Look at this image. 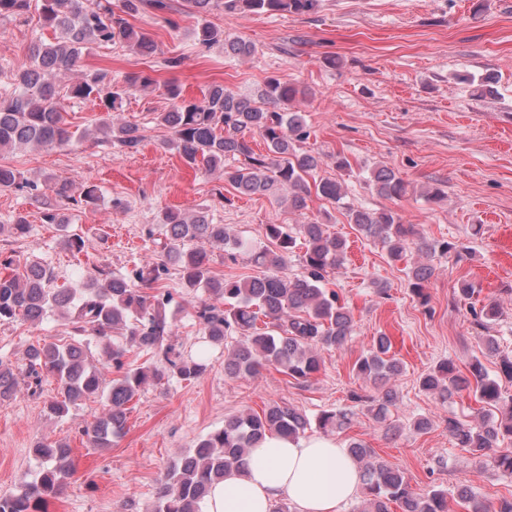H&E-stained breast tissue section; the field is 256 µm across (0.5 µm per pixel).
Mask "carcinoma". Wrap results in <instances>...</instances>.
Masks as SVG:
<instances>
[{
    "mask_svg": "<svg viewBox=\"0 0 512 512\" xmlns=\"http://www.w3.org/2000/svg\"><path fill=\"white\" fill-rule=\"evenodd\" d=\"M319 0H183L185 11L197 15L193 36L199 45L224 46V51L249 56L252 43L229 38L224 29L204 19L212 10L226 13L304 14L318 6ZM37 9L43 25L53 29L55 37L35 44L31 64L12 75L14 90L0 95V149L34 147L54 149L82 141L86 132L70 130L65 118L64 101L69 98L99 102L111 115L100 124L99 132L126 154L139 152L144 136L133 124L112 118L121 111L126 95L136 89L156 84L148 74L130 73L122 80L100 70L85 74L66 84L85 50L91 45H122L142 54H150L155 45L128 21L139 12L166 13L169 0H122L120 11L111 0H0V20L21 17ZM171 108L160 112L157 120L171 131L166 145L175 148L186 165L203 166L208 173H218L242 195H266L288 201V208L301 213L312 196L343 203L346 191L337 179L315 178L323 164L319 154L305 150L301 143L308 137L302 112L293 109L305 91L286 78L270 75L253 97L242 96L222 83H213L202 99L188 100L181 85L164 83ZM258 135L266 153L254 152L248 137ZM232 158L235 165H226ZM369 182L378 195L399 199L407 194L408 184L393 169L378 167ZM23 182L18 173L0 165V190L19 189ZM100 194L96 185L76 184L49 178L42 194V219L62 232L67 248L79 251L80 237L69 234L65 211L97 205ZM349 223L366 239L382 245L387 254L399 260L410 246L429 256L436 252L458 264L470 256L469 247L458 241H430L416 237L415 227L403 223L390 210L370 211L346 205ZM167 234L159 243L160 261L136 270L131 277L117 276L105 267L89 275L85 288L76 293L70 288H53L50 268L31 262L24 272L0 277V322L36 323L55 309L64 311L68 336L62 343L44 341L27 350L28 390L40 393L42 377L51 376L59 383L57 396L48 410L58 416L68 414L77 402L97 397L107 404L95 421L82 428V434L94 448H108L112 439L127 430L128 404L145 385L160 384L166 377L184 381L199 377L206 369L202 358L183 359L171 344L173 325L165 306L171 301L158 284L168 274V264L180 268L186 287L203 290L196 319L207 342L224 343L229 332H238L243 340L229 350L224 359V373L230 379L254 376L264 366H274L299 383H307L322 368L321 351L342 348L354 335L355 321L350 309L341 303L335 290L325 288L328 271L340 268L347 256V243L341 237L325 233L317 222L307 224H268L265 235L273 249L253 254L263 274L249 280H224L210 270V255L205 245H222L224 250H240L245 243L230 235L222 224H214L202 211L194 214L168 209L162 216ZM303 250V272L287 277L282 270ZM433 275L428 264L411 268L408 278L411 292L421 305L429 303L426 285ZM500 316L499 305L488 303L472 309V322L486 333V351L498 353L497 337L489 334ZM101 343L106 363L121 372V378L103 386L102 372L89 355L91 341ZM162 354L164 367L152 364L127 368L123 358L131 350ZM391 339L381 333L372 346L359 356L353 370L369 381L376 393L355 394V402L367 404V411L386 432L394 430L390 407L394 406L392 380L403 371L402 362L390 355ZM19 379L14 371L0 364V402L18 392ZM420 389L439 392L451 400L468 392L481 404L479 422L466 423L448 417V435L457 445L481 459L489 457L498 469L512 473V448L498 447L499 438H512V397L509 414L494 419L493 408L504 401L500 383L491 379L480 360L462 373L450 360L438 363L419 379ZM351 422V412L323 411L316 417V427L339 432ZM311 428L309 417L298 409L269 405L262 413H243L224 422V428L208 433L195 447L180 455L166 468L158 482L152 512H203V505L214 484L224 480V473L240 469L250 449L258 447L271 434L288 439L301 437ZM349 453L362 468L364 497L358 512H391L396 505L401 512H448V491L435 489L425 495L411 489L403 471L375 456L362 442L348 445ZM34 454L45 463L38 476L23 480L13 493L0 495V512H47L50 500L63 495L67 479L73 473L72 448L67 443L39 441ZM458 502L467 512H512V497L497 504L476 497L468 486L456 492Z\"/></svg>",
    "mask_w": 512,
    "mask_h": 512,
    "instance_id": "1",
    "label": "carcinoma"
}]
</instances>
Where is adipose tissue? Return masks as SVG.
I'll list each match as a JSON object with an SVG mask.
<instances>
[{
    "mask_svg": "<svg viewBox=\"0 0 512 512\" xmlns=\"http://www.w3.org/2000/svg\"><path fill=\"white\" fill-rule=\"evenodd\" d=\"M360 486L355 461L335 438L275 434L251 450L245 469L212 487L204 512H273L283 498L296 512H340Z\"/></svg>",
    "mask_w": 512,
    "mask_h": 512,
    "instance_id": "obj_1",
    "label": "adipose tissue"
}]
</instances>
